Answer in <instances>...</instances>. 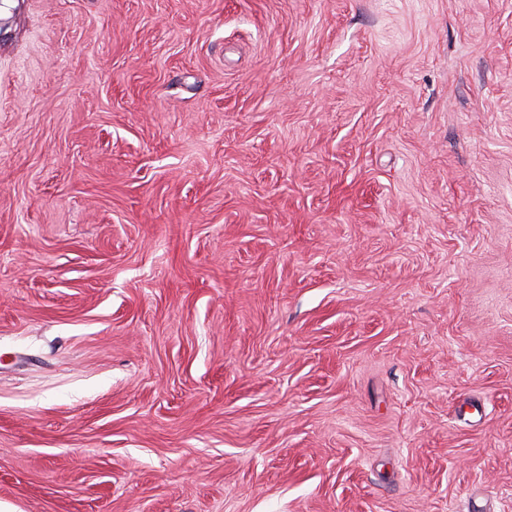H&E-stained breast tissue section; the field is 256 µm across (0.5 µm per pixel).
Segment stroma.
I'll return each instance as SVG.
<instances>
[{
  "mask_svg": "<svg viewBox=\"0 0 512 512\" xmlns=\"http://www.w3.org/2000/svg\"><path fill=\"white\" fill-rule=\"evenodd\" d=\"M0 512H512V0H5Z\"/></svg>",
  "mask_w": 512,
  "mask_h": 512,
  "instance_id": "1",
  "label": "stroma"
}]
</instances>
